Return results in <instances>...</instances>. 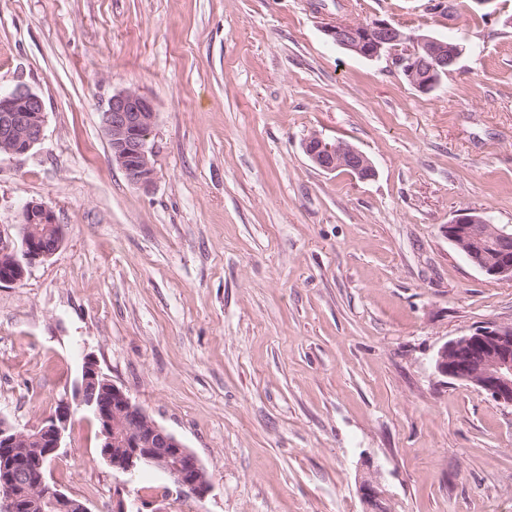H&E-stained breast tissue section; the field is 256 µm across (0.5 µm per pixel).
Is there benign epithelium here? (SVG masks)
Masks as SVG:
<instances>
[{
	"label": "benign epithelium",
	"mask_w": 512,
	"mask_h": 512,
	"mask_svg": "<svg viewBox=\"0 0 512 512\" xmlns=\"http://www.w3.org/2000/svg\"><path fill=\"white\" fill-rule=\"evenodd\" d=\"M339 47L368 60L383 56L398 67L408 82L422 93L440 86L461 56L459 44L416 30H404L384 19L351 22L341 19L326 29ZM156 124L153 101L135 91L112 94L102 112L112 163L129 182L144 188L153 182V151L150 139ZM45 106L42 98L24 84L0 93V155H23L44 139ZM309 160L319 169L346 171L363 180L375 176L366 154L351 144L311 134L304 143ZM448 240L482 272L512 281V229L499 228L473 211L462 210L446 226ZM66 237V226L54 211L37 202L24 206L20 242L0 232V285L20 282L26 268L54 255ZM436 370L444 377L464 381L512 406V325L489 323L470 335L443 344L436 357ZM108 385L107 394L94 396L98 384ZM86 406L99 422L105 438L103 453L118 473L135 474L142 468L160 471L182 495L203 499L211 484L198 457L175 435L156 423L119 387L110 383L93 358L84 359L75 403L61 402L38 434L45 455H55L74 416L73 405ZM25 434L0 426V444L14 448ZM16 466L0 464V512H17L20 497L14 487ZM28 493L39 496L48 512H89L81 501L50 484L43 474L30 476ZM357 493L363 512H390L388 498L373 478H363Z\"/></svg>",
	"instance_id": "7a95c632"
}]
</instances>
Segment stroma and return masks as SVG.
I'll return each instance as SVG.
<instances>
[{
    "label": "stroma",
    "instance_id": "1",
    "mask_svg": "<svg viewBox=\"0 0 512 512\" xmlns=\"http://www.w3.org/2000/svg\"><path fill=\"white\" fill-rule=\"evenodd\" d=\"M0 0V93L45 106L0 157V229L39 202L61 249L0 287V418L33 430L85 357L192 450L212 483L127 478L77 410L49 478L90 512H512V406L435 369L444 343L512 324V281L453 245L457 211L512 228V0ZM375 18L459 43L435 91L326 35ZM157 112L150 188L113 164V93ZM365 153L315 167L311 133ZM304 151L309 160L325 172L346 171L363 180L375 176L368 156L347 142L328 140L319 133H312L304 143ZM357 493L363 505V512H388V498L376 479L363 478L358 483Z\"/></svg>",
    "mask_w": 512,
    "mask_h": 512
}]
</instances>
